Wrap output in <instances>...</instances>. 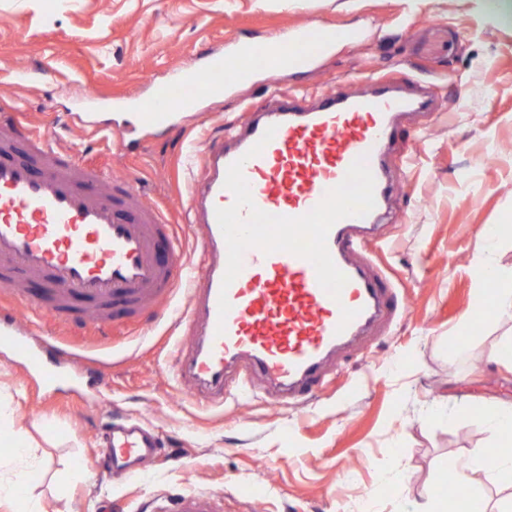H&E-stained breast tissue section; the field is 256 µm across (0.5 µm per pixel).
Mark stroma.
Masks as SVG:
<instances>
[{"label": "stroma", "instance_id": "35a3bbf8", "mask_svg": "<svg viewBox=\"0 0 512 512\" xmlns=\"http://www.w3.org/2000/svg\"><path fill=\"white\" fill-rule=\"evenodd\" d=\"M298 25L358 29L307 71L266 69L222 100L179 113L181 135L131 127L113 97L150 96L208 53L264 42ZM389 78L428 110L397 121L383 154L394 191L373 239L395 316L325 366L326 383L281 405L248 373L224 403L203 407L179 375L187 327L177 291L119 327L61 326L18 307L46 336L80 339L100 357L99 384L44 386L0 352V403L44 461L29 498L44 512H150L163 494L217 492L225 512H418L422 492L441 499V475L488 443L489 405L512 401V371L490 363L512 316L474 311L473 268L512 272V239L478 246L491 225L512 223V0H0V105L69 152L131 176L159 208L191 265L202 262L182 200L189 158L250 108L278 93L309 106L343 88L367 94ZM101 103L90 106L88 94ZM126 128L124 144L95 127ZM470 324H463L464 314ZM463 336L460 352L442 339ZM153 430L157 449L127 477L95 464L111 425ZM88 481L62 483L73 459Z\"/></svg>", "mask_w": 512, "mask_h": 512}]
</instances>
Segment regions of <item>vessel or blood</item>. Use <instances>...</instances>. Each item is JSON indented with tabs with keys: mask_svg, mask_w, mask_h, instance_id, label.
Wrapping results in <instances>:
<instances>
[{
	"mask_svg": "<svg viewBox=\"0 0 512 512\" xmlns=\"http://www.w3.org/2000/svg\"><path fill=\"white\" fill-rule=\"evenodd\" d=\"M356 30L295 27L265 43L237 42L234 53H210L201 65L156 84L149 99L113 100L133 110L137 123L176 130V112L200 98L223 96L266 66L308 67L339 43L353 44ZM416 102L387 89L373 94L336 91L310 109L282 101L272 111L258 107L228 140L208 141L199 175L190 181L187 221L201 233L203 264L190 266L163 213L144 203L131 178H115L82 157L58 149L46 136L0 119V349L22 358L50 385L71 377L78 352L53 336H37L18 325L15 303L39 309L54 322L74 321L75 302L96 324L140 316L146 304L167 303L178 285L190 287L184 313L193 327L181 351V369L191 387L220 395L232 366L244 362L286 401L301 400L323 379L326 357L389 313L388 280L370 265L353 262L366 251L391 194L381 153L395 137L394 120ZM271 140H264L267 129ZM257 156H250L254 145ZM27 159H19V150ZM365 157L374 180V208L337 221L327 248L347 282L339 298L319 284L312 263L284 251L247 249L243 268L230 286L222 281L228 251L216 211L232 205L225 186L229 166L243 161V175L260 210L299 217L340 184L351 164ZM168 250L169 263L159 260ZM227 296V316L218 313ZM355 310L341 325L342 308ZM152 435L139 425L111 429L107 458L134 463L148 456ZM161 512H224V498L186 492L160 502Z\"/></svg>",
	"mask_w": 512,
	"mask_h": 512,
	"instance_id": "b4317fda",
	"label": "vessel or blood"
}]
</instances>
